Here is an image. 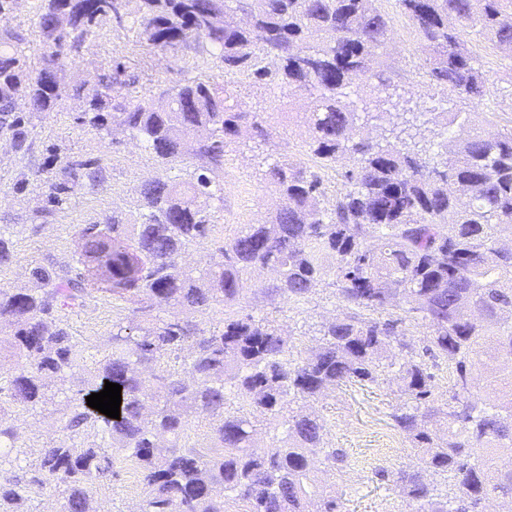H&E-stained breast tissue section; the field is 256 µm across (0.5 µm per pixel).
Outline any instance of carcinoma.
<instances>
[{"label": "carcinoma", "instance_id": "carcinoma-1", "mask_svg": "<svg viewBox=\"0 0 512 512\" xmlns=\"http://www.w3.org/2000/svg\"><path fill=\"white\" fill-rule=\"evenodd\" d=\"M379 2L40 0L33 26L47 50L36 67L24 35L0 32V140L14 156L32 153L34 118L76 96L84 109L74 123L102 139L140 142L160 170L141 184L137 219L114 209L77 225L71 260L34 267L36 288H0V512H39L32 490L51 480L64 486L57 512H98L93 489L116 474L117 449L142 475L138 512H337L315 460L340 454L305 403L387 380L404 396L390 420L414 450L397 483L415 512H483L492 495L512 499V469L498 466L512 454V237L502 238L512 234V128L450 138L433 155L404 114L387 111L391 98L347 102L358 80L386 86L381 58L392 17ZM396 2L430 86L482 100L488 77L466 29L512 58V0ZM235 11L249 22L228 25ZM128 22L139 46L174 60L189 49L201 62L200 74L160 86L163 109L137 91L139 77L120 57L92 86L68 81L80 43ZM214 66L224 82L208 73ZM249 77L311 96L307 111L288 113L308 128V160L264 157L262 175L280 206L264 224L216 237L225 157L244 135L259 148L278 134L228 91ZM20 98L28 111L17 109ZM371 124L401 147L360 137ZM188 159L187 177L172 174ZM325 169L336 172L331 198ZM33 176L46 188L33 218L45 220L100 184L103 171L49 149ZM13 236L0 228V267L12 260ZM201 244L204 265L188 264V249ZM257 269L276 274L272 288L289 302L326 284L348 311L296 353L274 321L226 315ZM94 289L135 307L90 360L59 309L84 305ZM168 307L179 314L160 316ZM204 315L205 327L197 320ZM421 322L419 351L409 327ZM430 359L448 366L446 395L435 389ZM491 363L500 371L479 384L473 372ZM70 380L78 383L71 397ZM107 380L122 386L118 420L87 405ZM60 396L69 435L38 450L27 479L18 473L29 457L19 422ZM261 420L283 429L281 444H255Z\"/></svg>", "mask_w": 512, "mask_h": 512}]
</instances>
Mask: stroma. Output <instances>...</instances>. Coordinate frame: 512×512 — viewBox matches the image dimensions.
<instances>
[{"label":"stroma","mask_w":512,"mask_h":512,"mask_svg":"<svg viewBox=\"0 0 512 512\" xmlns=\"http://www.w3.org/2000/svg\"><path fill=\"white\" fill-rule=\"evenodd\" d=\"M382 8L393 18L383 68L390 85L397 87L403 99L415 104L416 123L431 146L442 138L438 115L464 113V120L451 127L449 134L467 138L473 131L496 132L512 127V59L504 57L479 36H472L469 47L489 75V90L481 102L465 104L453 93L431 88L420 69L421 60L413 53L416 33L399 12L395 0H382ZM128 56L139 76L138 89L146 94L157 91L158 80L172 83L183 79L187 65L174 62L137 47L129 30L107 27L89 37L70 71L76 80L94 82L107 67L113 54ZM239 99L252 112H261L272 123L283 124L281 138L268 144L267 152L303 153L308 130L304 124L289 122L292 112L307 110L310 100L304 95L290 96L277 87L245 79L235 87ZM83 102L67 99L63 113L42 115L32 154L15 158L0 142V223L17 224L14 255L0 268V286L30 288L34 281L31 268L47 256L72 257L77 249V225L103 220L113 206L135 212L138 191L144 180L154 176L157 167L151 155L135 142L119 138L116 143L101 141L94 133L76 127L71 114L80 112ZM58 145L61 152L98 161L105 168L104 184L81 190L71 203L56 211L46 222H31L33 209L42 204L36 184L17 191L13 185L21 172L36 169L47 145ZM251 143H242L228 153L224 162V207L215 217L218 231L225 235L247 224L263 223L279 204V196L261 177L258 154ZM272 275L262 271L252 279L264 282V289L246 290L237 311L275 320L283 335L298 349L313 345L322 323L341 316L346 307L334 289L321 288L307 301L287 303L266 286ZM130 305L104 292L93 293L85 306L65 309L72 330L91 350H104L114 324L125 321ZM401 400L395 383L372 388H339L313 401L311 407L324 421L329 443L341 449L344 460L331 464L317 459L318 477L334 496L341 512H410V506L396 482L399 470L410 460V448L390 426L389 414ZM128 462L120 460L118 475L108 488L98 492L100 512H136L142 497V485H130Z\"/></svg>","instance_id":"stroma-1"}]
</instances>
